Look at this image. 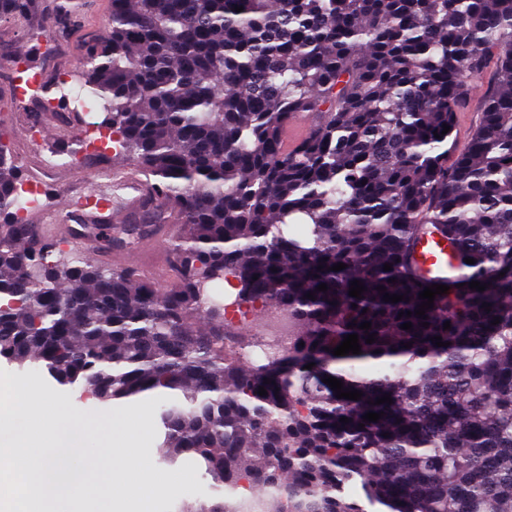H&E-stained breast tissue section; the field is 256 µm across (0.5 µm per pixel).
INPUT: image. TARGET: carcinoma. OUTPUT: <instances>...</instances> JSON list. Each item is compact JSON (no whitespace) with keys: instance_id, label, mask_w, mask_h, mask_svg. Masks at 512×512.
<instances>
[{"instance_id":"1","label":"carcinoma","mask_w":512,"mask_h":512,"mask_svg":"<svg viewBox=\"0 0 512 512\" xmlns=\"http://www.w3.org/2000/svg\"><path fill=\"white\" fill-rule=\"evenodd\" d=\"M111 4L80 87L142 168L154 220L181 224L179 281L62 255L18 220L21 169L0 141V357L107 406L156 395L162 459L200 463L218 492L177 512H366L356 485L386 512H512V0ZM40 7L0 0V19ZM75 16L57 0V26ZM489 66L457 154L443 125ZM299 115L312 125L289 145ZM149 231L122 224L108 243ZM424 233L462 276L422 319L405 312L432 285L412 264ZM231 278L294 327L257 367L225 356L210 288ZM348 334L361 353L333 355ZM330 376L361 399L337 398Z\"/></svg>"}]
</instances>
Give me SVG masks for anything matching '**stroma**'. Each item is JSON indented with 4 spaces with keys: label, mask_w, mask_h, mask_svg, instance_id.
Returning <instances> with one entry per match:
<instances>
[{
    "label": "stroma",
    "mask_w": 512,
    "mask_h": 512,
    "mask_svg": "<svg viewBox=\"0 0 512 512\" xmlns=\"http://www.w3.org/2000/svg\"><path fill=\"white\" fill-rule=\"evenodd\" d=\"M79 15L71 28L63 34L53 33L55 0H43L34 16L21 19L0 20V56L21 57L37 72L48 73L47 59L50 47H57V60L70 77H77L83 61L88 39L104 36L110 9V0H77ZM41 32V39H32V32ZM18 77L0 64V132L4 133L11 151L18 159L26 185L35 186L38 204L33 207L30 223L44 224L52 216L61 222L79 227V220L61 213L63 193L69 189H91L101 181L100 168L116 171L129 167L130 161L119 154L114 142L103 139L97 123L101 114L87 116L81 105L67 101L63 111L40 112L35 108V93L27 91L19 96L14 92ZM94 143L96 156L81 168L70 165L71 151ZM169 238L160 233L138 240L131 247L115 249L108 245L102 232H94L90 242L77 244L63 241V248L74 247L81 253L96 252L100 265L121 269L130 268L159 286L173 285L176 273L168 249ZM0 369L14 374V384L19 395L36 394L32 404L34 427L41 437H49L56 412L87 421L99 430L90 436L86 450L93 455L104 454L100 433L107 427L101 417L102 407L81 397L79 392L58 386L48 375L35 369H21L0 358ZM155 472L160 476L177 475L183 482L178 494L164 490L154 493L151 503L158 512H176L185 500L205 498L209 493L210 478L196 462L181 460L173 464L156 462Z\"/></svg>",
    "instance_id": "35a3bbf8"
}]
</instances>
